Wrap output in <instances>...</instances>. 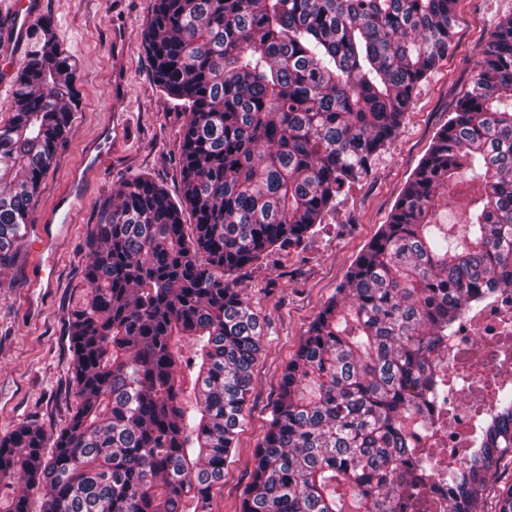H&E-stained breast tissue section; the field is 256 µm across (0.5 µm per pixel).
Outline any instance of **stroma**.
<instances>
[{
  "label": "stroma",
  "mask_w": 512,
  "mask_h": 512,
  "mask_svg": "<svg viewBox=\"0 0 512 512\" xmlns=\"http://www.w3.org/2000/svg\"><path fill=\"white\" fill-rule=\"evenodd\" d=\"M60 46L77 67L80 106L31 203L24 236L0 271V438L23 425L62 431L76 407L68 313L78 300L87 244L102 208L124 182L148 177L178 198L180 131L185 114L151 76L142 30L151 0H39ZM512 0H461L453 50L416 90L395 139L367 179L340 197L335 211L300 246L264 253L233 274L260 318L262 350L235 446L210 512H239L268 427L282 375L303 336L355 259L385 224L436 132L469 88L493 26ZM470 67H463V60ZM78 191L52 250L36 254L35 231L56 200Z\"/></svg>",
  "instance_id": "1"
}]
</instances>
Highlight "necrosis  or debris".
I'll list each match as a JSON object with an SVG mask.
<instances>
[{"instance_id": "1", "label": "necrosis or debris", "mask_w": 512, "mask_h": 512, "mask_svg": "<svg viewBox=\"0 0 512 512\" xmlns=\"http://www.w3.org/2000/svg\"><path fill=\"white\" fill-rule=\"evenodd\" d=\"M434 364L451 373L453 389L437 396L417 430L419 450L432 469L427 489L408 512H448L453 474L478 453L480 418L493 410L495 391L512 388V287L489 289L467 307Z\"/></svg>"}]
</instances>
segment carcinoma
I'll use <instances>...</instances> for the list:
<instances>
[{"label": "carcinoma", "instance_id": "obj_1", "mask_svg": "<svg viewBox=\"0 0 512 512\" xmlns=\"http://www.w3.org/2000/svg\"><path fill=\"white\" fill-rule=\"evenodd\" d=\"M459 0H152L154 83L186 113L182 195L136 178L95 225L69 314L77 407L0 440V512H207L265 336L226 276L299 245L396 137L454 47ZM0 125V270L78 110L51 20L27 35ZM457 224L442 201L463 178ZM189 213L193 224L184 222ZM512 287V16L288 364L240 512H399L425 487L416 422L469 302ZM194 353L183 359L179 345ZM448 512H481L512 459V389ZM51 447V455L44 448ZM495 512H512V484Z\"/></svg>", "mask_w": 512, "mask_h": 512}]
</instances>
